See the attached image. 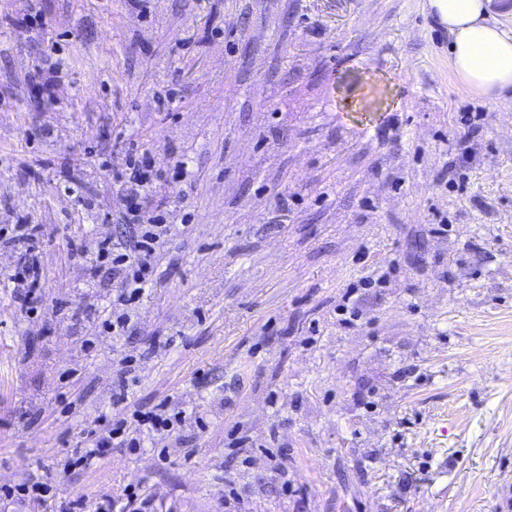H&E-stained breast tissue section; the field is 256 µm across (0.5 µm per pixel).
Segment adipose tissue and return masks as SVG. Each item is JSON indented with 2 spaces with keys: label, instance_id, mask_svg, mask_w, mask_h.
<instances>
[{
  "label": "adipose tissue",
  "instance_id": "adipose-tissue-1",
  "mask_svg": "<svg viewBox=\"0 0 512 512\" xmlns=\"http://www.w3.org/2000/svg\"><path fill=\"white\" fill-rule=\"evenodd\" d=\"M451 37L450 64L458 79L503 111L512 110V34L487 19L490 0H428Z\"/></svg>",
  "mask_w": 512,
  "mask_h": 512
}]
</instances>
